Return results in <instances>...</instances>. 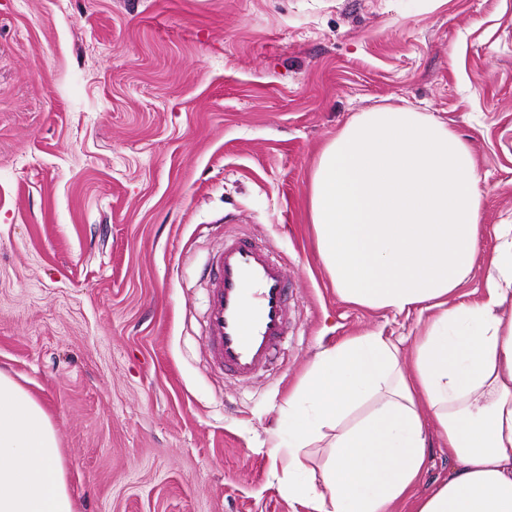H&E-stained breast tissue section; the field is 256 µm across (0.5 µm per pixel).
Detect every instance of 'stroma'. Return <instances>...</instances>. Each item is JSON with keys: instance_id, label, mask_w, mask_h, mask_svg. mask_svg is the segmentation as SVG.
I'll list each match as a JSON object with an SVG mask.
<instances>
[{"instance_id": "1", "label": "stroma", "mask_w": 512, "mask_h": 512, "mask_svg": "<svg viewBox=\"0 0 512 512\" xmlns=\"http://www.w3.org/2000/svg\"><path fill=\"white\" fill-rule=\"evenodd\" d=\"M447 123L482 177L484 293L512 224V0H0V369L53 413L77 512H309L266 452L316 355L418 313L342 301L308 189L359 113ZM271 246L288 336L249 380L212 363L200 271Z\"/></svg>"}]
</instances>
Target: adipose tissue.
I'll list each match as a JSON object with an SVG mask.
<instances>
[{"label":"adipose tissue","instance_id":"ef3b65f1","mask_svg":"<svg viewBox=\"0 0 512 512\" xmlns=\"http://www.w3.org/2000/svg\"><path fill=\"white\" fill-rule=\"evenodd\" d=\"M481 177L447 124L407 107L359 113L323 147L309 218L338 296L434 311L402 362L374 333L322 351L288 394V442L271 449L290 501L310 512H512V224L484 297L451 302L483 234ZM433 423L456 458L410 499ZM0 512H75L46 405L0 371Z\"/></svg>","mask_w":512,"mask_h":512}]
</instances>
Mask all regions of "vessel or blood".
I'll return each mask as SVG.
<instances>
[{
    "label": "vessel or blood",
    "mask_w": 512,
    "mask_h": 512,
    "mask_svg": "<svg viewBox=\"0 0 512 512\" xmlns=\"http://www.w3.org/2000/svg\"><path fill=\"white\" fill-rule=\"evenodd\" d=\"M206 333L215 362L247 377L263 368L288 324V285L282 264L248 238L224 244L214 268Z\"/></svg>",
    "instance_id": "b4317fda"
}]
</instances>
